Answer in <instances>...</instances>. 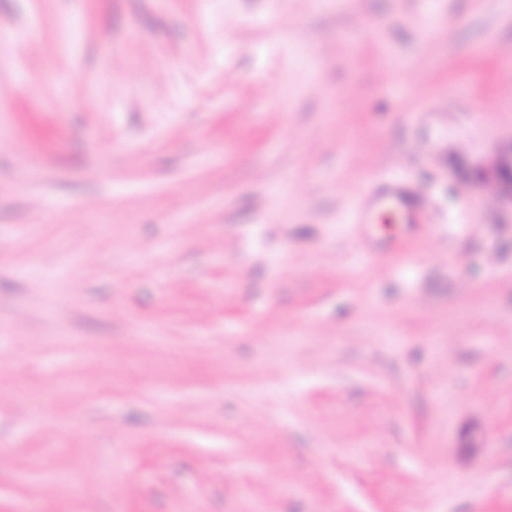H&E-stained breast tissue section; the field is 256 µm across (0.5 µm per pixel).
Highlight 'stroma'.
<instances>
[{
    "label": "stroma",
    "instance_id": "stroma-1",
    "mask_svg": "<svg viewBox=\"0 0 512 512\" xmlns=\"http://www.w3.org/2000/svg\"><path fill=\"white\" fill-rule=\"evenodd\" d=\"M509 46L512 0H0V512H512ZM363 202L358 209V221L369 224L375 212L393 208L398 210L407 224L423 215V204L419 197L413 195L405 188L394 184L363 190Z\"/></svg>",
    "mask_w": 512,
    "mask_h": 512
}]
</instances>
